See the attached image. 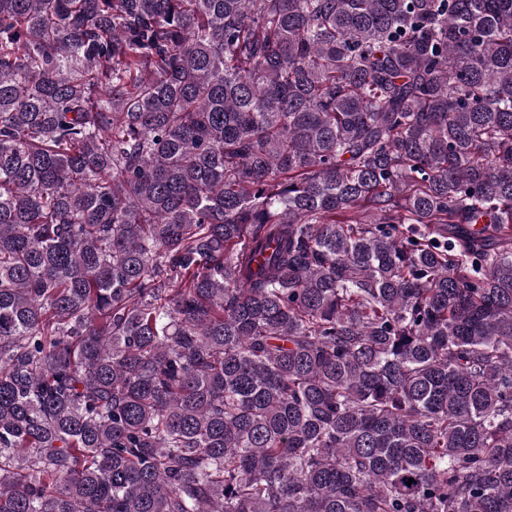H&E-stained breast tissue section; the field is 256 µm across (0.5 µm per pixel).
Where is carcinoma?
<instances>
[{
    "label": "carcinoma",
    "mask_w": 512,
    "mask_h": 512,
    "mask_svg": "<svg viewBox=\"0 0 512 512\" xmlns=\"http://www.w3.org/2000/svg\"><path fill=\"white\" fill-rule=\"evenodd\" d=\"M0 512H512V0H0Z\"/></svg>",
    "instance_id": "carcinoma-1"
}]
</instances>
